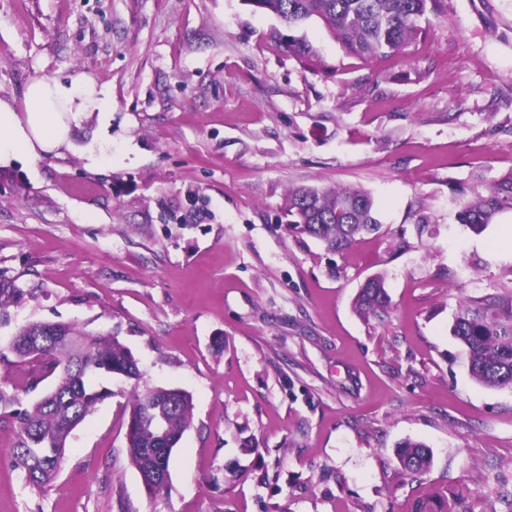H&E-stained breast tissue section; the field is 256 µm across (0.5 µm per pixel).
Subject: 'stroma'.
Wrapping results in <instances>:
<instances>
[{"label":"stroma","mask_w":512,"mask_h":512,"mask_svg":"<svg viewBox=\"0 0 512 512\" xmlns=\"http://www.w3.org/2000/svg\"><path fill=\"white\" fill-rule=\"evenodd\" d=\"M405 54L362 60L322 21L245 0H0V98L35 78L106 93L59 153L0 166V278L29 322L112 335L139 381L70 435L55 479L15 467L25 390L0 357V512H402L418 482L456 512H512V389L470 373L462 305L512 295L502 226L458 221L512 175V0H442ZM311 49L302 61L284 45ZM299 186L368 193L378 233L342 252L286 228ZM381 274L387 314L353 308ZM179 388L191 423L149 498L126 448L135 389ZM425 443L421 478L405 441ZM398 455L404 470L416 478L428 469L431 462L428 447L422 442L402 443Z\"/></svg>","instance_id":"35a3bbf8"}]
</instances>
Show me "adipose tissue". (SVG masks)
Returning <instances> with one entry per match:
<instances>
[{
    "label": "adipose tissue",
    "mask_w": 512,
    "mask_h": 512,
    "mask_svg": "<svg viewBox=\"0 0 512 512\" xmlns=\"http://www.w3.org/2000/svg\"><path fill=\"white\" fill-rule=\"evenodd\" d=\"M103 101L101 90L78 78L67 85L32 80L22 105L0 100V165L59 152L69 144L71 120L101 109Z\"/></svg>",
    "instance_id": "obj_1"
}]
</instances>
